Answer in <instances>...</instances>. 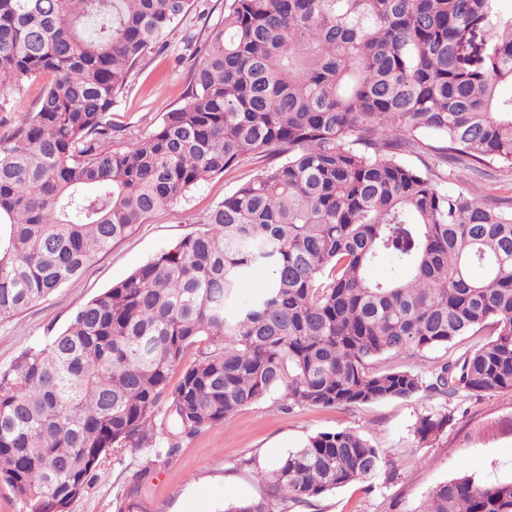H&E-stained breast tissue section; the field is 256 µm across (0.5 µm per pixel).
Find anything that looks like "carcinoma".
Returning a JSON list of instances; mask_svg holds the SVG:
<instances>
[{
  "mask_svg": "<svg viewBox=\"0 0 512 512\" xmlns=\"http://www.w3.org/2000/svg\"><path fill=\"white\" fill-rule=\"evenodd\" d=\"M190 0H0V92L48 75L0 138V320L79 275L151 214L248 159L250 180L0 371V482L65 512L102 454L177 439L284 390L290 406L512 394V197L449 193L401 156L512 171V12L501 0H224L183 104L126 143L108 115ZM435 135L440 145L424 138ZM390 258L395 274L369 277ZM263 268V291L238 290ZM486 325L424 379L403 361ZM195 346L177 385L169 376ZM446 414L420 418L436 438ZM394 467L349 430L259 473L288 512ZM421 512H512V481L436 486Z\"/></svg>",
  "mask_w": 512,
  "mask_h": 512,
  "instance_id": "1",
  "label": "carcinoma"
}]
</instances>
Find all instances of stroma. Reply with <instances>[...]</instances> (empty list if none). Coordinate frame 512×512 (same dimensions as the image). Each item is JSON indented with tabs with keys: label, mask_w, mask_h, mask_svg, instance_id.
<instances>
[{
	"label": "stroma",
	"mask_w": 512,
	"mask_h": 512,
	"mask_svg": "<svg viewBox=\"0 0 512 512\" xmlns=\"http://www.w3.org/2000/svg\"><path fill=\"white\" fill-rule=\"evenodd\" d=\"M224 15V0H191L189 11L167 37L166 46L133 69L127 89L112 108V126L131 141L152 131L178 108L194 62V47ZM42 75L6 92L0 136L27 113L37 111L49 83ZM253 162L243 161L210 177L184 199L152 214L128 238L115 243L74 279L19 315L0 320V369H8L26 348L67 325L74 309L121 281L157 252L197 232L205 215L248 178ZM440 186L499 196L512 195V171L478 177L451 165ZM490 330L421 353L409 365L430 376L443 363L491 340ZM438 412L447 426L428 444L414 434L420 417ZM352 429L397 464L393 475L372 486L350 484L325 496L293 504L290 512H419L440 483L468 475L479 484L512 480V396L466 394L440 399L386 400L336 408L284 409L280 394L240 408L223 422L182 442L172 457L152 448H112L69 512H222L225 503L260 498L259 471L272 468L288 451L324 431ZM145 481H137L141 469Z\"/></svg>",
	"instance_id": "stroma-1"
}]
</instances>
